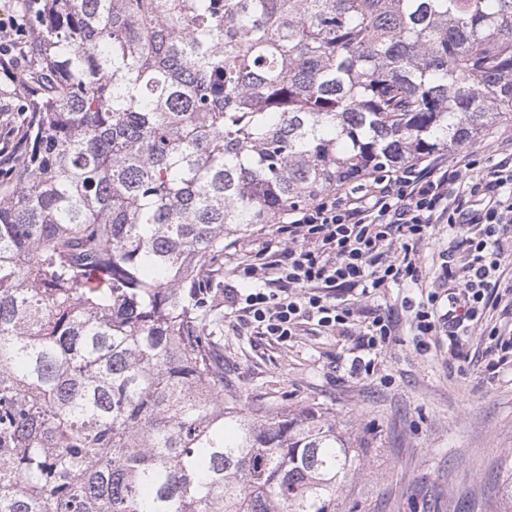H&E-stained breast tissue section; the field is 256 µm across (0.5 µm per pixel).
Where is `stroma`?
<instances>
[{
	"label": "stroma",
	"instance_id": "stroma-1",
	"mask_svg": "<svg viewBox=\"0 0 512 512\" xmlns=\"http://www.w3.org/2000/svg\"><path fill=\"white\" fill-rule=\"evenodd\" d=\"M481 166L512 160V121L493 125L459 147ZM258 224L224 238V278L248 287L242 261L270 239ZM452 237L434 225L420 246L425 282L441 295L457 292L444 279L439 253ZM421 299L413 282L356 301L350 335L306 327L284 344L234 330L217 313L224 384L242 401L281 413L318 408L357 436L362 468L343 489L336 512H502V480L512 466V354L491 329L512 336V293L501 291L479 320L456 332L439 330L428 350L415 347L410 323ZM397 327L372 375L352 376L360 331L377 311Z\"/></svg>",
	"mask_w": 512,
	"mask_h": 512
}]
</instances>
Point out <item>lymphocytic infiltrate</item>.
Returning <instances> with one entry per match:
<instances>
[{
    "label": "lymphocytic infiltrate",
    "mask_w": 512,
    "mask_h": 512,
    "mask_svg": "<svg viewBox=\"0 0 512 512\" xmlns=\"http://www.w3.org/2000/svg\"><path fill=\"white\" fill-rule=\"evenodd\" d=\"M34 63L26 17L0 16V74L9 80ZM469 156L441 158L363 177L356 186L332 189L288 212L258 262L245 264L251 285L224 288V307L236 327L276 343L290 341L300 327L347 329L355 305L337 298L340 289L369 298L381 289L419 281L420 244L431 225L445 224L454 237L441 251V269L457 281L458 311L439 313V295L427 291L414 314V340L428 349L441 323L462 327L477 319L501 286L502 238L512 230V169L491 167L467 188L464 171L477 169ZM396 327L391 313H375L362 333L353 373H370L372 354L388 343Z\"/></svg>",
    "instance_id": "lymphocytic-infiltrate-1"
}]
</instances>
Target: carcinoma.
I'll use <instances>...</instances> for the list:
<instances>
[{
	"instance_id": "cac0c4a2",
	"label": "carcinoma",
	"mask_w": 512,
	"mask_h": 512,
	"mask_svg": "<svg viewBox=\"0 0 512 512\" xmlns=\"http://www.w3.org/2000/svg\"><path fill=\"white\" fill-rule=\"evenodd\" d=\"M0 512H336L357 439L224 387V235L512 120V0H25Z\"/></svg>"
}]
</instances>
